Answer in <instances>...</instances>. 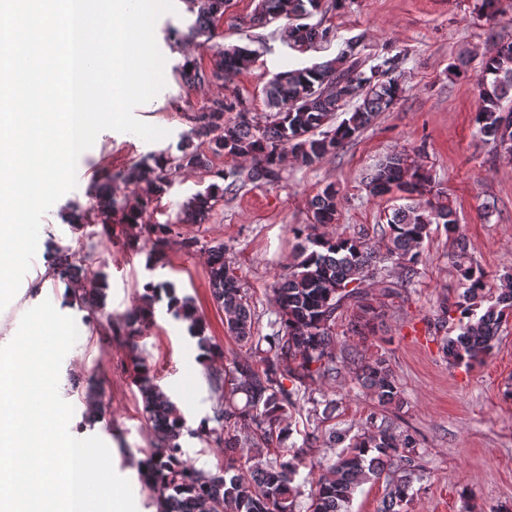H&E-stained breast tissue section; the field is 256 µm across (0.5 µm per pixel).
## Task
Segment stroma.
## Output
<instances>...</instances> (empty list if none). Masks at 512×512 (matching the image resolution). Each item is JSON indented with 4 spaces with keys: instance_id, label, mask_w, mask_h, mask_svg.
<instances>
[{
    "instance_id": "1",
    "label": "stroma",
    "mask_w": 512,
    "mask_h": 512,
    "mask_svg": "<svg viewBox=\"0 0 512 512\" xmlns=\"http://www.w3.org/2000/svg\"><path fill=\"white\" fill-rule=\"evenodd\" d=\"M257 2L231 0L220 23L224 47L255 49V62L232 81L188 85L180 76L185 61L210 70L211 52L207 45L171 38V29H186L193 20L184 0H176L175 13L160 17L155 27L168 68L165 87L134 110L139 120L167 130V137L148 142L132 133L101 132L78 159L77 167L87 178L70 191V198L88 203L89 184L102 182L105 170L126 169L152 152L178 155L182 135L212 101L242 99L255 121L266 124L270 112L262 89L274 74L333 60L346 47L366 69L380 57L402 54L399 73L406 93L336 156L305 166L288 154L278 181L250 182L238 191L218 193L204 223L179 225L164 265L153 266L149 241L128 248L127 225L113 223L108 233L99 225L72 229L62 221L61 200L45 215L41 245L55 242L75 252L94 251L107 275V305L97 322L84 323L83 312L72 311L67 318L70 336L54 353L62 398L74 415L83 414L79 394L91 385L103 391L108 404L90 434L97 447L107 450L103 463L113 475L99 495L104 512H111L116 497L125 499L132 512L156 509L136 467L150 450L151 433L130 376V348L123 334L124 318L146 282L169 281L181 295L191 297L206 336L223 347L225 358H232L237 346L226 334L224 312L211 294L208 247L224 243L227 262L252 297L259 329L268 333L267 322L274 316L272 288L295 259L298 241L292 226L312 221L309 200L326 185H336L342 200L329 233L376 239L379 226L404 200L396 192L370 195L365 178L396 152L418 161L434 191L448 195L469 253L487 272L490 289L512 275V156L482 141L475 124L482 56L494 43L512 41V0H497L492 18L483 15L481 0H346L343 7H324L312 16V23L330 28L332 34L304 48L291 41L287 18L252 25ZM250 165L244 158L213 155L208 167L180 170L166 193L154 199L146 222L174 218L193 194L220 184L224 172ZM185 237L197 239L195 250L183 249ZM452 250L444 228L434 229L424 242V260L411 290L404 298L387 301L366 337L346 335L349 318L340 316V370L336 378L316 381L310 389L336 399L337 428L357 433L377 405L356 383L355 368L344 357L355 346L368 359L385 358L405 399L399 414L420 440L421 476L404 512H462L465 492L471 493L477 512H499L503 506L512 512V319L500 327L499 348L484 363H448L434 324L440 302L461 291ZM139 345L176 402L187 403L196 417L210 414L212 366L201 362L196 338L165 304L157 305L155 324Z\"/></svg>"
}]
</instances>
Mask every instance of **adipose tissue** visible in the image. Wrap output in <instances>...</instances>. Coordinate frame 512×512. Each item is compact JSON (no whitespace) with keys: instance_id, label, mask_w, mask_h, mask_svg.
<instances>
[{"instance_id":"obj_1","label":"adipose tissue","mask_w":512,"mask_h":512,"mask_svg":"<svg viewBox=\"0 0 512 512\" xmlns=\"http://www.w3.org/2000/svg\"><path fill=\"white\" fill-rule=\"evenodd\" d=\"M55 289L54 307L40 304ZM15 318L0 320V512H76L96 499L107 471L88 472L99 450L85 438L82 419L66 412L53 390L52 352L29 328L58 331L71 311V292L54 269L35 275L15 305Z\"/></svg>"}]
</instances>
